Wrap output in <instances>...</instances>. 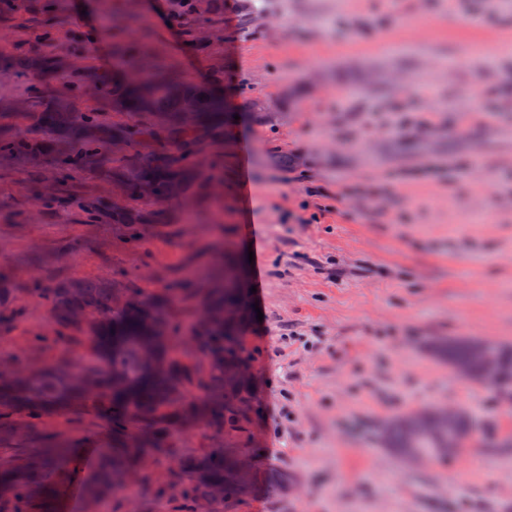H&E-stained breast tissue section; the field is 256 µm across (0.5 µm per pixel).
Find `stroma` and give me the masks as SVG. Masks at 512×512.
I'll return each mask as SVG.
<instances>
[{
	"mask_svg": "<svg viewBox=\"0 0 512 512\" xmlns=\"http://www.w3.org/2000/svg\"><path fill=\"white\" fill-rule=\"evenodd\" d=\"M48 56L50 80L13 70ZM146 60L223 84L224 130L161 204L113 180L121 146L89 166L0 157V359L88 363L85 324L58 327L44 296L92 281L116 306L176 289L178 353L207 375L187 337L232 255L247 372L223 427L173 431L130 489L63 495L62 512H174L193 485L180 459L207 448L252 462L224 512H512V409L432 353L453 336L512 346V0H0V132L39 135L35 95L160 124L94 91ZM131 203L155 223H113ZM435 404L470 411L474 446L398 464L378 427ZM22 423L0 463L53 443L93 449V469L111 439L80 410Z\"/></svg>",
	"mask_w": 512,
	"mask_h": 512,
	"instance_id": "1",
	"label": "stroma"
}]
</instances>
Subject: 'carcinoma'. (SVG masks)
I'll use <instances>...</instances> for the list:
<instances>
[{
    "label": "carcinoma",
    "mask_w": 512,
    "mask_h": 512,
    "mask_svg": "<svg viewBox=\"0 0 512 512\" xmlns=\"http://www.w3.org/2000/svg\"><path fill=\"white\" fill-rule=\"evenodd\" d=\"M104 96L123 112H157L164 124L147 129L139 126L100 127L94 116L72 112L62 102L34 106L38 123L56 136L44 141L0 136V151L37 159L53 156L64 166H78L108 142L125 141L133 147L151 138L159 147L149 154L133 149L126 159L125 178L146 195L164 198L184 188L195 174L189 163L193 146L206 133L224 127V101L213 87L178 82L166 75L144 74L98 78ZM146 215L135 207L112 213L115 224H142ZM53 321L66 327L87 320L95 364L69 371L48 366L26 370L17 364L0 363V437L20 432L16 415L50 413L70 406L85 407L105 419L112 431V453L101 465L97 482L89 493L98 496L113 489V481L132 478L126 460L144 448L167 450L171 431L199 410L183 395L188 367L171 357L175 337L168 334L167 311L173 294L131 296L121 308L112 309V289L86 282L51 289L46 295ZM236 280L222 288L207 306L210 321L197 325L195 336L209 363L202 385L211 398L203 417L224 426L225 415L234 411L233 392L224 391V367L241 363L237 344L238 324L224 323V305L242 301ZM435 352L448 368L467 364L475 375L484 373V358L475 352L469 337L441 340ZM435 436L416 433L407 423L392 422L385 447L407 463L414 455L434 456ZM183 466L201 472L193 486L195 500L204 512H224V497L237 493L242 483L237 463L224 456V449L209 448L200 458ZM74 481L86 482L76 459L67 449L44 448L18 465L0 466V492L8 491L17 502V512H58L62 488Z\"/></svg>",
    "instance_id": "obj_1"
}]
</instances>
